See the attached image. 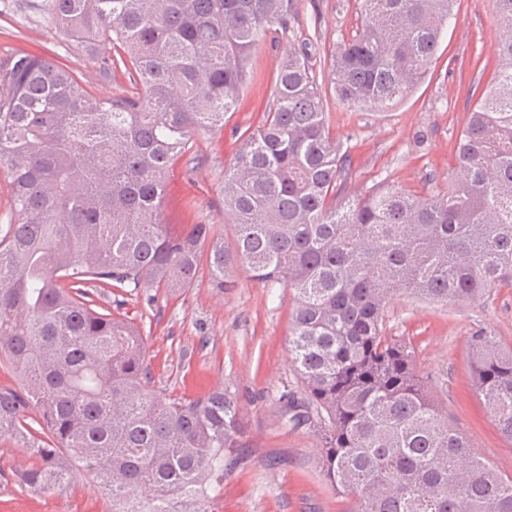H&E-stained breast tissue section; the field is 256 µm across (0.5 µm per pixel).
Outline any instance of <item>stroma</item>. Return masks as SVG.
<instances>
[{
	"label": "stroma",
	"instance_id": "35a3bbf8",
	"mask_svg": "<svg viewBox=\"0 0 512 512\" xmlns=\"http://www.w3.org/2000/svg\"><path fill=\"white\" fill-rule=\"evenodd\" d=\"M38 2L0 0V69L15 53L41 51L70 67L87 90H128L122 74L105 72L107 48L72 41L44 20ZM295 12L287 30L253 52L250 81L238 108L225 116L223 132L195 133L193 164L177 163L170 174L161 206L172 232L200 221L216 224L225 248L233 247L234 228L221 215L224 170L242 133L257 127L271 105L283 57L301 51L326 85L337 44L360 22L355 0H295ZM454 13L427 76L404 100L384 110L347 108L325 92L330 127L347 156L348 192L387 182L418 196L447 194L473 87L493 74L499 23L493 0H457ZM233 278L234 287L215 288L203 266L188 288L112 294V310L142 326L161 395L192 399L221 386L237 397L244 435L241 447L226 452L218 512H349V498L320 472L317 434L280 422L279 396L302 389L289 353L293 293L284 285L268 290L239 272ZM480 326L512 343L511 288L497 289L486 303H431L403 294L386 309L387 334L414 347L416 371L427 378L449 425L483 461L510 476L512 440L471 388L467 339ZM26 464L11 442L0 441V512H101V498L79 482L61 493L16 484L13 474Z\"/></svg>",
	"mask_w": 512,
	"mask_h": 512
}]
</instances>
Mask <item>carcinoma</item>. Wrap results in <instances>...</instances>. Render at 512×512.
Here are the masks:
<instances>
[{
	"label": "carcinoma",
	"mask_w": 512,
	"mask_h": 512,
	"mask_svg": "<svg viewBox=\"0 0 512 512\" xmlns=\"http://www.w3.org/2000/svg\"><path fill=\"white\" fill-rule=\"evenodd\" d=\"M360 26L336 46L330 87L347 107L406 98L432 64L455 0H356ZM493 76L461 129L448 195L391 185L342 197L345 154L305 57L286 54L274 108L224 169V223L168 230L161 197L197 130H224L252 51L288 28L293 0H42L52 24L117 52L133 90L89 93L72 71L22 52L0 71V162L12 215L0 230V441L40 492L80 472L112 512H213L224 449L240 448L224 388L165 399L133 321L100 310L102 288H187L206 257L218 288L241 270L294 292L291 355L303 396L279 398L285 428L319 429L327 483L352 512H512V477L448 425L409 343L386 334L401 292L476 301L512 288V0ZM473 388L512 439V344L467 341ZM39 415L38 427L28 411Z\"/></svg>",
	"instance_id": "obj_1"
}]
</instances>
